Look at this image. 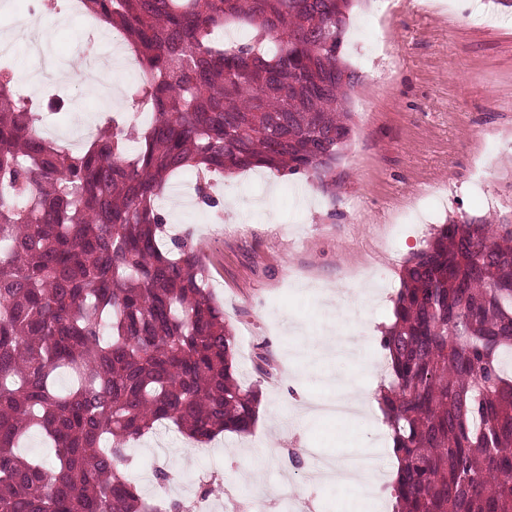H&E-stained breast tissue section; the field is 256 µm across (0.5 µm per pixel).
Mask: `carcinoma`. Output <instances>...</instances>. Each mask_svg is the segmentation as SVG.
Returning a JSON list of instances; mask_svg holds the SVG:
<instances>
[{
  "instance_id": "carcinoma-1",
  "label": "carcinoma",
  "mask_w": 512,
  "mask_h": 512,
  "mask_svg": "<svg viewBox=\"0 0 512 512\" xmlns=\"http://www.w3.org/2000/svg\"><path fill=\"white\" fill-rule=\"evenodd\" d=\"M353 2L83 0L127 35L142 75L136 112L76 152L42 135L0 54V512H186L130 482L128 443L164 422L198 443L252 430L261 394L237 377L202 248L166 237L160 202L186 169L211 209L216 178L254 167L336 195L355 126L358 75L341 56ZM234 24L251 36L230 46ZM400 283L379 394L394 512H512V230L443 224ZM33 431L52 464L20 452Z\"/></svg>"
}]
</instances>
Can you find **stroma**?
<instances>
[{
    "label": "stroma",
    "instance_id": "stroma-1",
    "mask_svg": "<svg viewBox=\"0 0 512 512\" xmlns=\"http://www.w3.org/2000/svg\"><path fill=\"white\" fill-rule=\"evenodd\" d=\"M458 3L390 0L389 16L373 33L364 20L384 7L356 0L343 56L360 76L352 93L357 129L335 197L303 176L257 168L225 179L218 218L198 203L194 174L171 184L161 202L167 230H191L200 242L208 286L235 331L240 381L259 388L265 408L250 434L224 433L206 446L169 424L132 443L131 481L157 468L170 475L147 496L185 502L215 480L222 487L216 512H282L295 495L313 512H342L343 499L361 488L323 485L309 459L339 462L350 449L367 448L368 469L383 476L369 512H390L385 489L394 456L378 415L387 361L380 336L393 320L402 265L437 225L474 216L495 223L512 214V7L480 0L474 12ZM21 18L19 0H0V36L13 44L28 98L41 105L59 88L72 104L66 121L44 119L43 134L81 149L85 128L98 126L106 111L88 84L56 72L79 60L83 21L66 10L44 18L37 62ZM375 40L382 54L361 63L360 48ZM490 137L502 148L485 155L488 181L475 196L466 185ZM339 331L357 341L346 369L367 400L346 442L335 421L310 410L334 398L328 378L303 368L307 347ZM262 355L269 359L263 374L255 369Z\"/></svg>",
    "mask_w": 512,
    "mask_h": 512
}]
</instances>
